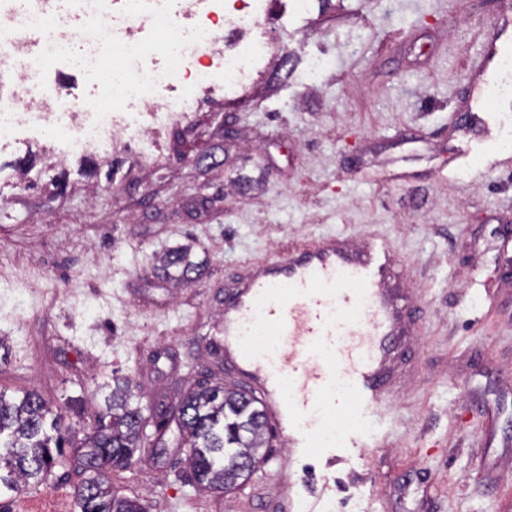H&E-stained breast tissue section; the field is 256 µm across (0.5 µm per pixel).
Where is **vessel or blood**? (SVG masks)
Masks as SVG:
<instances>
[{
  "mask_svg": "<svg viewBox=\"0 0 512 512\" xmlns=\"http://www.w3.org/2000/svg\"><path fill=\"white\" fill-rule=\"evenodd\" d=\"M397 288L383 242L359 248L324 237L250 267L225 291L224 368L261 399L293 461L316 447L342 399H353L356 417L384 422L389 367L413 321ZM257 327L281 349L254 347Z\"/></svg>",
  "mask_w": 512,
  "mask_h": 512,
  "instance_id": "1",
  "label": "vessel or blood"
}]
</instances>
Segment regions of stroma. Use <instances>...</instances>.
<instances>
[{
    "mask_svg": "<svg viewBox=\"0 0 512 512\" xmlns=\"http://www.w3.org/2000/svg\"><path fill=\"white\" fill-rule=\"evenodd\" d=\"M512 33L505 0H269L272 44L236 96L221 84L156 131L95 155L26 127L0 145V389L38 392L68 422L94 415L113 375L151 412L224 373V287L246 261L321 237L384 240L414 304L390 383V436L313 454L305 502L334 512H512V111L476 119L477 76ZM50 91L93 103L63 67ZM205 271L180 284L164 252ZM167 445L113 474L152 512H282L285 437L221 495ZM78 478L51 479L10 512H78Z\"/></svg>",
    "mask_w": 512,
    "mask_h": 512,
    "instance_id": "obj_1",
    "label": "stroma"
}]
</instances>
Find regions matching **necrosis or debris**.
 Masks as SVG:
<instances>
[{
    "mask_svg": "<svg viewBox=\"0 0 512 512\" xmlns=\"http://www.w3.org/2000/svg\"><path fill=\"white\" fill-rule=\"evenodd\" d=\"M267 0H0V138L17 126L60 127L74 144L107 152L121 135L138 126L137 113L106 104L62 110L56 96L43 92L59 66L74 65L93 74L104 55L112 57V94L139 103L152 123L167 125L193 110V93L175 101L165 94L201 59L214 61L225 93H235L262 63L265 47L257 41L242 50L218 52L214 17L249 32L266 10ZM104 27L106 40L84 37L86 22ZM166 25L160 52L163 65L150 68L152 52L140 33L146 25Z\"/></svg>",
    "mask_w": 512,
    "mask_h": 512,
    "instance_id": "4bbe7bcc",
    "label": "necrosis or debris"
}]
</instances>
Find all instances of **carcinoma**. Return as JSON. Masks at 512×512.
Returning <instances> with one entry per match:
<instances>
[{"label": "carcinoma", "mask_w": 512, "mask_h": 512, "mask_svg": "<svg viewBox=\"0 0 512 512\" xmlns=\"http://www.w3.org/2000/svg\"><path fill=\"white\" fill-rule=\"evenodd\" d=\"M201 264L184 251L162 259V269L189 282ZM66 415L50 414L35 392L9 398L0 391V497H12L48 480L62 465L81 477L74 496L79 512H149L145 502L112 485V472L128 469L147 446L165 447L174 421L187 445L193 483L203 492L222 494L236 487L245 467L264 457L267 422L259 400L224 386L190 389L177 408H162L146 418L129 379L112 378L94 419L79 427ZM154 425L155 437L146 428Z\"/></svg>", "instance_id": "carcinoma-1"}]
</instances>
